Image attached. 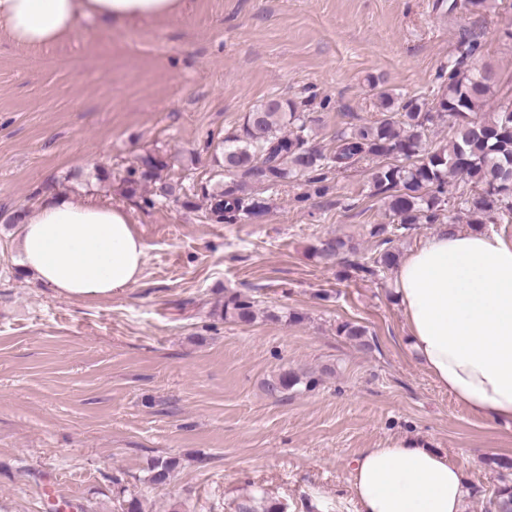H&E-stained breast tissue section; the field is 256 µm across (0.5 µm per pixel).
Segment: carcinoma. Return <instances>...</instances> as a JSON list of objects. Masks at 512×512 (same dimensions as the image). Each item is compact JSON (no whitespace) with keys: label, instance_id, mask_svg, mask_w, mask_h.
Listing matches in <instances>:
<instances>
[{"label":"carcinoma","instance_id":"obj_1","mask_svg":"<svg viewBox=\"0 0 512 512\" xmlns=\"http://www.w3.org/2000/svg\"><path fill=\"white\" fill-rule=\"evenodd\" d=\"M482 45L475 38L459 43L457 58L448 61V81L425 112V103L409 99L402 103L400 119L388 116L374 124H362L342 130L336 149L329 156L309 146L310 125L305 113L288 100L269 99L245 114L239 131L224 138L219 166L224 174L248 177L256 182L278 185L292 179L308 178L312 183L326 179V171L344 168L364 158L402 160L400 164L381 166L373 174L375 192L385 199L397 223L406 227L435 224L448 202V183L460 179L472 189L453 199L452 207L477 226L499 215L512 221V109L501 106L488 112L493 75L490 70L465 68V62L478 56ZM448 118L454 140L442 149L429 147L426 124L434 118ZM167 167L164 156L145 152L137 157L136 167L127 179V192L151 182L154 196L180 200V188L161 180ZM211 220L231 224L243 215H254L261 205L245 193V184L236 180L220 181L205 191ZM182 201V200H180ZM192 206L188 199L182 201ZM382 240L384 248L368 262L351 268L373 276L394 269L401 252ZM353 250L341 237L319 241L313 254L328 263ZM223 319L250 325L258 317V309L249 297L233 294L224 299L220 309ZM339 335L367 349L366 327L344 322ZM312 385L294 372L283 371L268 384L272 394L284 393L300 384ZM178 462L157 459L149 466V481L157 486L170 479ZM496 512H512V484L504 481L495 493Z\"/></svg>","mask_w":512,"mask_h":512}]
</instances>
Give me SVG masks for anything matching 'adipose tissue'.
I'll use <instances>...</instances> for the list:
<instances>
[{"label": "adipose tissue", "mask_w": 512, "mask_h": 512, "mask_svg": "<svg viewBox=\"0 0 512 512\" xmlns=\"http://www.w3.org/2000/svg\"><path fill=\"white\" fill-rule=\"evenodd\" d=\"M187 0H0V26L49 46L85 20L124 23L180 12ZM20 258L35 282L72 298L109 297L140 279L146 251L129 214L44 192L21 220ZM394 294L411 350L476 418L512 423V245L442 228L403 257ZM358 512H463L464 473L420 438L363 449L352 463Z\"/></svg>", "instance_id": "ef3b65f1"}]
</instances>
